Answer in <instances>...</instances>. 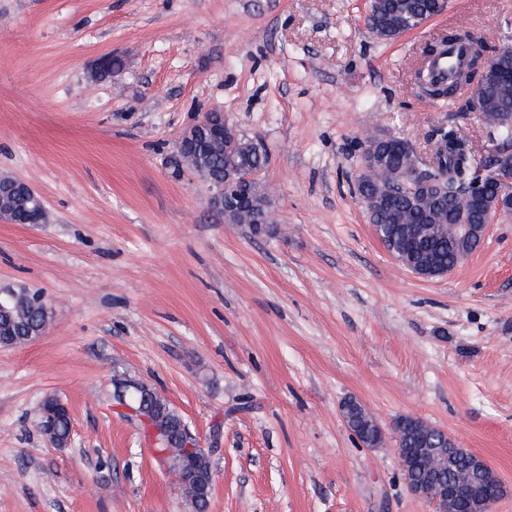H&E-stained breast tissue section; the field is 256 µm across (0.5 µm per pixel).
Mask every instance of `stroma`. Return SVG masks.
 I'll return each mask as SVG.
<instances>
[{"label": "stroma", "instance_id": "1", "mask_svg": "<svg viewBox=\"0 0 512 512\" xmlns=\"http://www.w3.org/2000/svg\"><path fill=\"white\" fill-rule=\"evenodd\" d=\"M366 0H0V174L45 224L0 222V287L41 292L48 332L0 347V512H194L139 420L132 380L212 455L207 512H432L391 441L365 447L340 406L405 415L482 456L512 512V215L442 277L377 237L353 187L366 136L426 156L439 126L488 145L474 113L411 82L418 47L456 26L512 42V0H449L393 42ZM124 67L92 80L96 59ZM219 109L268 156L273 222H225L173 166ZM67 405L52 447L36 408Z\"/></svg>", "mask_w": 512, "mask_h": 512}]
</instances>
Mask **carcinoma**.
<instances>
[{
  "instance_id": "cac0c4a2",
  "label": "carcinoma",
  "mask_w": 512,
  "mask_h": 512,
  "mask_svg": "<svg viewBox=\"0 0 512 512\" xmlns=\"http://www.w3.org/2000/svg\"><path fill=\"white\" fill-rule=\"evenodd\" d=\"M444 12L442 0H369L367 23L375 36L383 41H395L402 34L415 30L422 22ZM463 33L475 40L484 51L496 52L484 38L467 27L450 29L427 43L421 50L422 60L443 54L447 47L462 43L456 35ZM459 72L450 80L426 81L423 67L414 72V85L427 86L426 94L438 101H448L457 112L466 111L465 98L457 93ZM482 110L479 118L487 135L496 143L497 152L484 158L472 152L470 140L460 128L450 125L436 131V150L427 161L420 164V174L432 180L426 187L429 198L420 197L421 189L407 190L389 181L371 182L360 190L371 195L384 194L386 198L378 210L369 213L387 250L403 257L406 267L417 269L430 260L439 271L456 267L468 254L481 245V238L473 233L457 237L453 224H485L496 210L490 206L492 193L473 195V182L480 171H491L503 179H512V56L502 58L495 72L487 73L481 80ZM194 152L192 161L196 173L209 180L224 178V149L214 145L199 134L190 142ZM408 153L397 152L386 145L383 149V166L387 170L402 167ZM239 161L245 164L244 172H259L267 165L265 153L252 150L251 143L242 141ZM0 201L11 214L37 213L38 203L29 197L11 193L6 183H0ZM39 294L25 287L10 289L9 295L0 300V345L4 347L36 339L48 326L46 317L35 304ZM129 404L145 411L150 417L166 425L171 439L183 443L182 416L156 392L144 391L129 397ZM349 426L364 444H372L378 429L371 425L373 418L364 410L348 406ZM399 444L403 448H446L451 445L448 434L440 429H421L408 422L400 431ZM473 457L459 455V465L450 471L453 478L479 477L471 470Z\"/></svg>"
}]
</instances>
